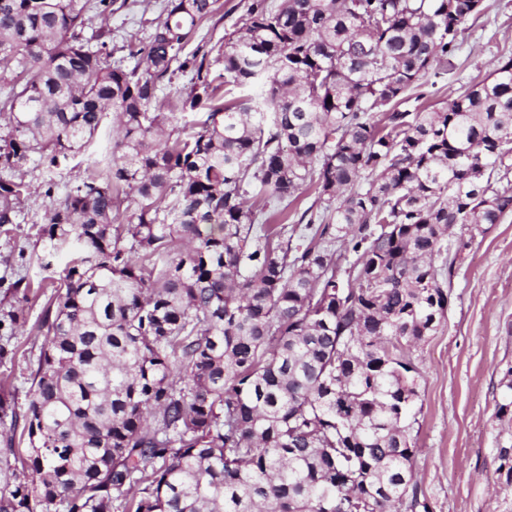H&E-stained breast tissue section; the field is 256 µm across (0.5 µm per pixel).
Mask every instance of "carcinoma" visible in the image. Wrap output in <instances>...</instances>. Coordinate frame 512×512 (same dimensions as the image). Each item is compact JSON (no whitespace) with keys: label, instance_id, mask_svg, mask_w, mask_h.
Listing matches in <instances>:
<instances>
[{"label":"carcinoma","instance_id":"cac0c4a2","mask_svg":"<svg viewBox=\"0 0 512 512\" xmlns=\"http://www.w3.org/2000/svg\"><path fill=\"white\" fill-rule=\"evenodd\" d=\"M126 7L0 0V78L24 72L0 101V225L18 223L27 172L89 170L56 198L46 183L44 267H65L25 453L11 436L0 448V512L417 508L406 348L448 306V232L512 213V55L445 107L399 106L455 72L483 0H250L241 26L190 53L217 0H165L114 61L91 13ZM108 115L118 132L97 154ZM308 186L314 233L273 243ZM333 225L350 237L344 269Z\"/></svg>","mask_w":512,"mask_h":512}]
</instances>
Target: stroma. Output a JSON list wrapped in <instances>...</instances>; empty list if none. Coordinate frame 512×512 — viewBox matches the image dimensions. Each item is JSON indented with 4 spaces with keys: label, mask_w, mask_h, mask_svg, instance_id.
I'll list each match as a JSON object with an SVG mask.
<instances>
[{
    "label": "stroma",
    "mask_w": 512,
    "mask_h": 512,
    "mask_svg": "<svg viewBox=\"0 0 512 512\" xmlns=\"http://www.w3.org/2000/svg\"><path fill=\"white\" fill-rule=\"evenodd\" d=\"M249 0H219V10L205 22L198 38L216 42L241 25ZM164 0H137L113 14L112 44L146 40L163 16ZM484 10L469 17L457 50L456 73L424 77L419 101L442 106L469 85L483 80L493 60L512 54V0H484ZM31 194L23 204L26 220L0 227V314L17 311L22 322L0 328V397L10 415H0V437L12 434L15 416L23 415L29 374L41 353L38 324L62 262L43 269L38 230L47 221L50 200L43 175L27 173ZM25 276L32 297L11 284ZM448 307L436 330L409 355L419 369L418 399L411 430L418 497L430 512H512V483L502 467L503 449L512 448V420L497 418L512 381V214L484 225L454 261Z\"/></svg>",
    "instance_id": "stroma-1"
}]
</instances>
